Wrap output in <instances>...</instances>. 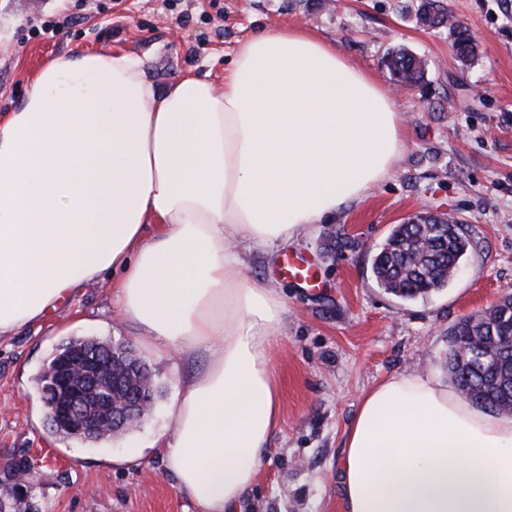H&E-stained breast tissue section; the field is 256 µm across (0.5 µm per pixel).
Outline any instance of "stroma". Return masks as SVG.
I'll use <instances>...</instances> for the list:
<instances>
[{"label": "stroma", "instance_id": "35a3bbf8", "mask_svg": "<svg viewBox=\"0 0 512 512\" xmlns=\"http://www.w3.org/2000/svg\"><path fill=\"white\" fill-rule=\"evenodd\" d=\"M423 0H0V114L17 108L50 58L89 51L140 57L157 86L195 70L220 79L256 32L300 27L391 93L403 149L387 176L288 246L247 255L251 280L277 289L288 312L273 363L281 420L256 479L234 512H345L341 463L363 394L398 374L441 384L448 332L512 295V0H437L479 44L461 64L447 29L423 26ZM60 26L54 38L39 26ZM404 48L425 59V85L394 93L385 58ZM425 211L457 219L473 247L461 275L403 302L374 280L371 260L391 230ZM308 254L319 287L275 277L284 256ZM94 336L134 344L160 395L127 434L91 445L48 428L36 378L61 344ZM204 365L149 349L124 316L111 280L48 314L40 330L0 339V468L19 455L38 464L26 504L38 512H196L154 449L171 436L167 408Z\"/></svg>", "mask_w": 512, "mask_h": 512}]
</instances>
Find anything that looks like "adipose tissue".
I'll return each mask as SVG.
<instances>
[{
    "mask_svg": "<svg viewBox=\"0 0 512 512\" xmlns=\"http://www.w3.org/2000/svg\"><path fill=\"white\" fill-rule=\"evenodd\" d=\"M401 150L391 99L299 28L254 34L223 81L188 73L163 90L128 53L47 60L0 117V337L115 274L158 353L209 359L156 445L198 512H225L280 423L272 351L287 309L238 247L288 245ZM342 476L345 512H512V417L392 376L364 394Z\"/></svg>",
    "mask_w": 512,
    "mask_h": 512,
    "instance_id": "adipose-tissue-1",
    "label": "adipose tissue"
}]
</instances>
